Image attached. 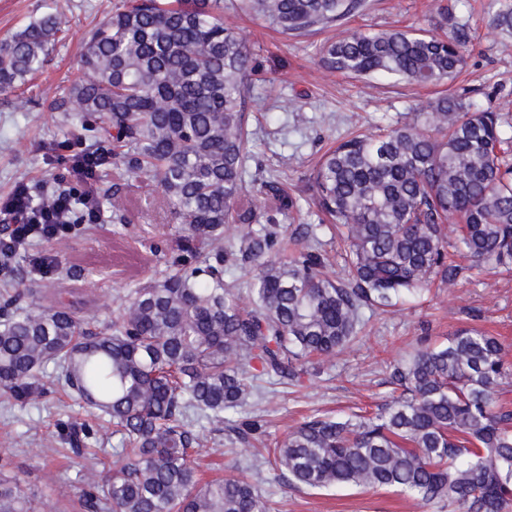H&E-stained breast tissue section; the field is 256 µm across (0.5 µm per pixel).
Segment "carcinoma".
<instances>
[{
	"instance_id": "carcinoma-1",
	"label": "carcinoma",
	"mask_w": 512,
	"mask_h": 512,
	"mask_svg": "<svg viewBox=\"0 0 512 512\" xmlns=\"http://www.w3.org/2000/svg\"><path fill=\"white\" fill-rule=\"evenodd\" d=\"M365 0H239L285 37L342 24ZM493 26L512 32V7ZM63 20L44 13L0 42V91L25 85L59 42ZM331 72L388 74L435 84L465 65L459 26L445 37L403 29L350 30L321 47ZM78 78L53 110L66 114L70 138L54 153L95 140L91 161L94 218L77 204L72 223H126L120 181L134 177L159 190L178 221L173 270L130 289L101 329L71 306L28 300L0 287V391L31 403L46 394L47 369L85 411H97L120 438L117 460H98L81 476L92 512H267L263 496L234 476L202 482L195 465L202 439L195 422L261 393L255 360L268 377L300 381L357 333L365 310L390 306L434 284L452 286L462 267L452 248L474 262L512 270V137L501 114L461 96L429 103L416 120L367 131L327 151L310 175L313 203L347 242L348 273L334 280L306 247L276 259L282 226L250 203L248 99L253 53L224 26V0H122L90 34ZM116 167L112 183L99 168ZM62 173L31 193L51 204ZM260 193L284 214L296 201L274 181ZM242 230L224 246V228ZM254 275L250 306L224 283L225 270ZM512 374L497 337L464 328L448 343L423 344L395 364L391 404L342 417L311 415L273 448V463L294 488L395 489L448 512H512V409L496 392ZM66 440L82 452L92 431L75 420ZM0 512H36L21 482L0 474Z\"/></svg>"
}]
</instances>
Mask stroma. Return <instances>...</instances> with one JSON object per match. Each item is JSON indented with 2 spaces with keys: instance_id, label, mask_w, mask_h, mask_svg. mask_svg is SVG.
I'll use <instances>...</instances> for the list:
<instances>
[{
  "instance_id": "1",
  "label": "stroma",
  "mask_w": 512,
  "mask_h": 512,
  "mask_svg": "<svg viewBox=\"0 0 512 512\" xmlns=\"http://www.w3.org/2000/svg\"><path fill=\"white\" fill-rule=\"evenodd\" d=\"M118 0H0V41L24 22L53 10L65 21V33L45 67L12 92H0V200L18 182L46 179L57 163L49 143L65 140L69 127L52 109L66 79L79 76L87 33L109 17ZM449 7L464 26L466 66L453 80L436 86L396 82L386 75L354 78L326 70L319 61L322 43L338 28L287 38L256 17L225 10L224 22L243 35L256 61L250 88V161L245 179L258 185L279 182L299 207L276 221L285 235L313 226L328 271L342 273V242L329 220L313 205L309 175L319 157L356 130H389L411 122L426 103L443 94L512 116V35L492 25L496 10L512 0H366L365 9L347 20L350 28L449 30L436 11ZM176 227L154 208L133 199L130 220L121 231L95 224L64 237L43 240L17 256L10 271L14 284L33 289L44 304L73 303L79 316L110 323L128 289L166 270L176 255ZM51 264L39 272L38 259ZM80 276H73V269ZM476 326L499 337L512 364V270L485 265L465 271L454 287L432 285L430 292L394 307L365 312L357 339L311 374L292 385L259 382L262 402L248 401L225 413L223 422H200L204 441L203 478L232 473L255 485L270 512H446L436 502L422 503L393 491L355 488L297 490L285 486L274 465L259 455L273 446L303 416L314 411L343 414L354 406L385 403L391 365L426 337L442 342L456 330ZM78 405L60 386H49L38 402L21 404L0 393V473L19 478L36 512H86L80 504L78 477L85 459L73 455L60 438L61 424L77 415ZM257 422V432L238 437L236 426ZM45 447L42 457L30 449ZM56 475L43 479L45 470Z\"/></svg>"
}]
</instances>
